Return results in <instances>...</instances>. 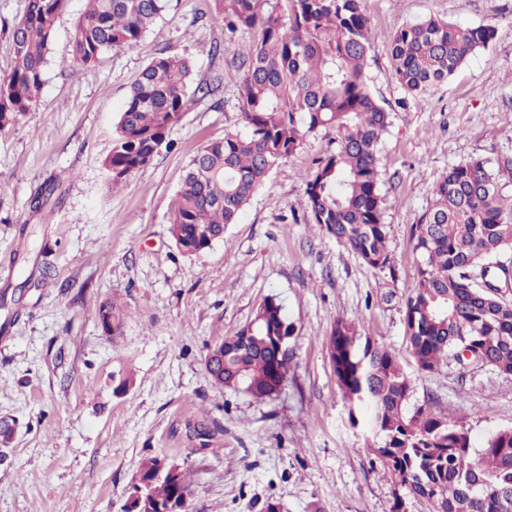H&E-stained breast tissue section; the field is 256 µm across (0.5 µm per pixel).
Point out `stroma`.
<instances>
[{"label":"stroma","mask_w":512,"mask_h":512,"mask_svg":"<svg viewBox=\"0 0 512 512\" xmlns=\"http://www.w3.org/2000/svg\"><path fill=\"white\" fill-rule=\"evenodd\" d=\"M376 33L365 73L390 114L380 144L390 268L367 266L312 224L305 177L333 149L321 130L283 160L225 241L182 254L170 234L186 167L208 140L241 133L238 54L215 0H167L131 49L71 69L66 0L50 44L41 103L0 134V417L18 422L0 445V512H122L142 462L187 470L190 512H389L393 484L352 428L329 359L334 321L393 349L412 381L409 408L462 424L473 451L512 427V375L466 361L418 370L405 301L417 279L411 227L449 167L512 154V0H363ZM429 17L495 27L496 36L446 82L414 95L396 80L386 37ZM190 57L199 80L220 79L221 107L191 105L172 147L119 187L103 160L130 87L161 50ZM57 199L30 201L48 180ZM49 276H42L41 267ZM296 325L288 378L258 400L213 385L210 347L246 327L267 297ZM120 304L122 335L106 336L102 302ZM130 379L126 393L116 386Z\"/></svg>","instance_id":"1"}]
</instances>
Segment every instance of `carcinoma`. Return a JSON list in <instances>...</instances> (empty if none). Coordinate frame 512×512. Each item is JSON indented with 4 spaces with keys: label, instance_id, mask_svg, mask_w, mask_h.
Wrapping results in <instances>:
<instances>
[{
    "label": "carcinoma",
    "instance_id": "1",
    "mask_svg": "<svg viewBox=\"0 0 512 512\" xmlns=\"http://www.w3.org/2000/svg\"><path fill=\"white\" fill-rule=\"evenodd\" d=\"M74 25L71 63L95 64L107 50L130 49L161 17L165 0H86ZM228 30H253L243 50L237 99L244 134L203 144L175 196L170 233L179 250L197 254L226 240L229 225L275 166L322 129L336 133V148L306 176V209L313 223L368 266H390L379 144L389 115L369 89L365 68L373 29L362 0H215ZM65 0H26L12 30L10 72L0 78V132L40 105L48 45ZM496 35L492 26L468 27L429 18L388 38L400 85L424 93L446 81ZM215 89L195 81L189 58L154 57L132 84L120 112L112 150L103 161L117 185L147 166L167 143L183 113ZM512 155L474 158L448 169L433 186V201L413 225L417 283L405 304V337L418 368L433 372L457 349L468 348L485 366L512 375V300L483 281L494 259L512 249ZM57 191L40 186L31 207L43 208ZM98 323L119 336L123 310L105 302ZM296 326L271 296L254 320L217 347L224 367L209 372L222 388L263 400L288 377L279 356L281 337ZM328 349L348 420L364 418L369 446L395 479L390 512H405V495L427 501L432 512H512V428L492 434L478 454L462 426L424 407L409 412L412 391L398 354L369 339L357 343L355 326L336 320ZM188 473L165 458L142 463L123 512H188Z\"/></svg>",
    "mask_w": 512,
    "mask_h": 512
}]
</instances>
